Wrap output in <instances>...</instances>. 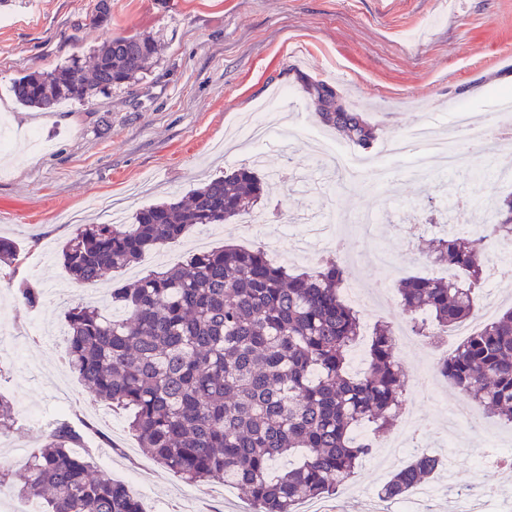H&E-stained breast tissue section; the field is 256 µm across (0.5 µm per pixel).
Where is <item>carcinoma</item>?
<instances>
[{
	"instance_id": "1",
	"label": "carcinoma",
	"mask_w": 512,
	"mask_h": 512,
	"mask_svg": "<svg viewBox=\"0 0 512 512\" xmlns=\"http://www.w3.org/2000/svg\"><path fill=\"white\" fill-rule=\"evenodd\" d=\"M161 51L150 35L113 37L93 51L89 69L72 59L17 78L12 92L18 103L45 111L64 101L89 105L95 93L142 78ZM329 90L323 81L307 82L321 124L369 146L376 130L365 113L341 109ZM267 190L254 169L240 167L194 190L187 202L152 204L123 224L78 228L61 249L62 264L77 282L94 286L195 228L253 214ZM492 239L512 241V198L482 233L456 225L430 241V258L455 275L399 282L398 303L415 335L436 339L475 315ZM18 260L15 245L0 238V265ZM347 278L336 258L313 272H290L270 263L260 246L199 252L113 288L104 305L69 307L68 362L97 400L131 410L130 433L180 479L240 486L255 512H295L304 499L336 494L372 452L373 442L358 432L391 427L402 405L390 326L374 328L368 369L350 370L362 326L342 297ZM439 373L512 427V311L472 332ZM14 425L12 402L0 394V434ZM440 466L421 455L398 468L380 496L402 498ZM1 486L40 500V512H144L124 484L93 473L83 435L64 418L29 458L22 484L0 469Z\"/></svg>"
}]
</instances>
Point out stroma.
I'll list each match as a JSON object with an SVG mask.
<instances>
[{
	"label": "stroma",
	"instance_id": "stroma-1",
	"mask_svg": "<svg viewBox=\"0 0 512 512\" xmlns=\"http://www.w3.org/2000/svg\"><path fill=\"white\" fill-rule=\"evenodd\" d=\"M95 2L16 0L0 9V128L30 129L39 138L35 146L16 139L0 152V236L20 253L13 278L0 277V337L20 344L19 356L0 355V393L36 413L0 437V467L22 471V459L40 448L59 417L55 387L63 384L71 396L69 420L84 427L94 448V470L111 466L113 480L126 484L145 512H222L242 501L241 490L214 483L198 493L142 451L126 428L127 411L93 402L72 372L62 336L65 304L96 300L99 290L69 278L59 248L79 225L108 222L96 199L130 216L187 198L204 180L250 164L253 147L238 129L262 113L271 129L262 170L281 186L260 206L267 222L195 229L146 254L137 270L186 261L199 242L209 249L227 241L250 247L268 237L279 240L277 263L295 272L316 269L325 250L296 255L292 244L322 208L345 221L340 255L348 287L366 300L360 350L368 352L375 325L403 316L378 293L379 283L444 273L409 237L410 226L426 219L425 236H435L431 217L451 191L475 205L488 203L479 222L493 223L512 181L494 176L504 162L499 153L485 160L486 176L438 167L418 180L406 158L388 159L380 148L371 164L376 183L349 181L329 154L338 150L350 161L351 143L320 123L305 84H333L382 137L445 124L460 107L475 124L496 123L493 88L512 86V0H112L103 25L89 21ZM139 33L164 42L159 65L138 83L98 96L92 108L65 102L46 112L19 104L10 91L26 73L87 60L106 39ZM378 242L391 247L392 270L370 262ZM26 282L41 291L37 306L17 296ZM403 400L419 426L416 445L445 458L436 392L410 387ZM480 422L461 432L450 454L458 478L482 490L486 471L476 451L512 447V428L485 416ZM383 453L373 448L326 499L329 512H360L358 491L379 489L391 475Z\"/></svg>",
	"mask_w": 512,
	"mask_h": 512
}]
</instances>
